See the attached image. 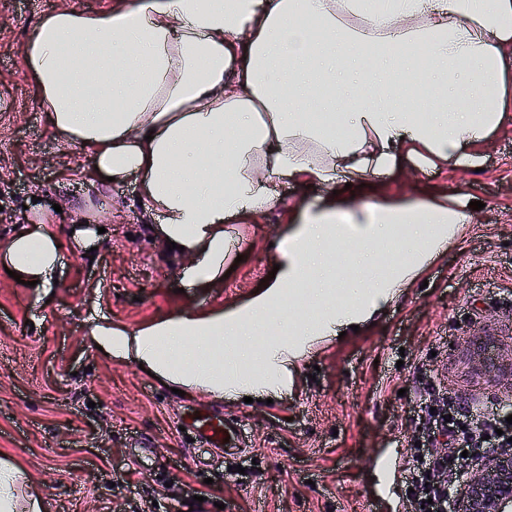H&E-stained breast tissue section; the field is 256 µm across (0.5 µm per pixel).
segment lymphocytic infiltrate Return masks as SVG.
Segmentation results:
<instances>
[{
  "instance_id": "f902f5d3",
  "label": "lymphocytic infiltrate",
  "mask_w": 512,
  "mask_h": 512,
  "mask_svg": "<svg viewBox=\"0 0 512 512\" xmlns=\"http://www.w3.org/2000/svg\"><path fill=\"white\" fill-rule=\"evenodd\" d=\"M425 433L414 447L416 464L410 471V486L425 502L421 512H446L453 493L452 478L465 474L476 461L496 448L512 444V424L505 415L493 414L474 420L472 408L453 397L435 403L420 401ZM436 449L430 462H423L425 449Z\"/></svg>"
}]
</instances>
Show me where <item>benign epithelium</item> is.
Segmentation results:
<instances>
[{
  "label": "benign epithelium",
  "instance_id": "7a95c632",
  "mask_svg": "<svg viewBox=\"0 0 512 512\" xmlns=\"http://www.w3.org/2000/svg\"><path fill=\"white\" fill-rule=\"evenodd\" d=\"M456 502V512H512V449L476 461Z\"/></svg>",
  "mask_w": 512,
  "mask_h": 512
}]
</instances>
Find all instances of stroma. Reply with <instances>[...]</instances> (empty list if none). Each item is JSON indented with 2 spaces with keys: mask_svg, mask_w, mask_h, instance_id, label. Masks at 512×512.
Listing matches in <instances>:
<instances>
[{
  "mask_svg": "<svg viewBox=\"0 0 512 512\" xmlns=\"http://www.w3.org/2000/svg\"><path fill=\"white\" fill-rule=\"evenodd\" d=\"M115 0H0V243L60 205L68 244L52 296L0 269V457L47 512H415L409 439L416 381L482 412L512 404V124L478 148L477 167L338 174L341 200L371 205L464 194L483 202L464 234L371 324L317 345L272 403L179 396L137 364L106 357L90 336L102 317L136 327L157 317L228 309L270 275L291 217L325 187L283 182L265 214L233 225L223 284L183 288L188 259L164 249L136 181L103 184L87 152L64 143L38 106L24 51L55 10ZM93 238L73 241L77 225ZM93 258H86V250ZM232 414L250 440L211 467L178 428L182 411ZM396 463L383 475L380 459Z\"/></svg>",
  "mask_w": 512,
  "mask_h": 512,
  "instance_id": "1",
  "label": "stroma"
}]
</instances>
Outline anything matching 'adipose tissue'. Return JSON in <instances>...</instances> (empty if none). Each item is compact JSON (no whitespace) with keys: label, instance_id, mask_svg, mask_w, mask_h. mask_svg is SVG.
Returning <instances> with one entry per match:
<instances>
[{"label":"adipose tissue","instance_id":"1","mask_svg":"<svg viewBox=\"0 0 512 512\" xmlns=\"http://www.w3.org/2000/svg\"><path fill=\"white\" fill-rule=\"evenodd\" d=\"M512 0H124L99 14L61 9L25 50L52 128L102 177L140 180L160 239L183 246L187 284L224 281V227L264 214L279 181L333 184L337 172L387 174L405 162L472 164L502 122ZM439 107L420 112L416 103ZM349 116L336 131L335 112ZM472 220L459 198L300 211L274 279L228 310L92 328L115 359L161 382L216 396L288 387L307 347L364 325ZM351 240L402 259L338 282L332 247ZM61 238L27 232L0 244V266L50 289ZM261 370L236 342L286 303Z\"/></svg>","mask_w":512,"mask_h":512}]
</instances>
